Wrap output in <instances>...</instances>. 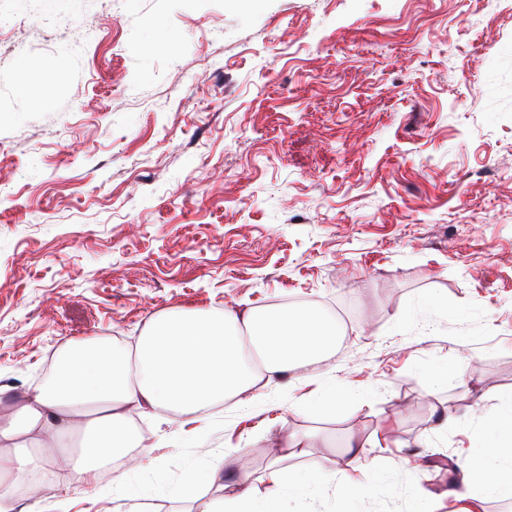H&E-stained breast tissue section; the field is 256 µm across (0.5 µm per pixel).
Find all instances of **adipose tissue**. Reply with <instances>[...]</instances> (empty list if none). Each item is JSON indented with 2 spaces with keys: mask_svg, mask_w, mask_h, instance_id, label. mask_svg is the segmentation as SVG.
<instances>
[{
  "mask_svg": "<svg viewBox=\"0 0 512 512\" xmlns=\"http://www.w3.org/2000/svg\"><path fill=\"white\" fill-rule=\"evenodd\" d=\"M340 335L335 322L313 304L293 308L172 312L154 320L134 348L101 339L70 343L58 354L43 388L24 394L0 416V512H13L2 488L31 475L38 465L78 471L92 491L112 463L147 460L151 450L133 415L166 413L168 422L199 423L224 401L246 396L260 376L284 377L301 366L331 358ZM489 419L502 429L492 448V464L467 465L455 495L469 497L478 483L512 496V394ZM384 422L373 441L349 444L344 458L345 496L368 494L358 480L362 461L381 447L392 430ZM51 449L39 459L34 451ZM267 487L256 494L252 484L224 487L220 499L200 512H282L287 471L271 469Z\"/></svg>",
  "mask_w": 512,
  "mask_h": 512,
  "instance_id": "adipose-tissue-1",
  "label": "adipose tissue"
}]
</instances>
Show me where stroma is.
<instances>
[{"instance_id":"1","label":"stroma","mask_w":512,"mask_h":512,"mask_svg":"<svg viewBox=\"0 0 512 512\" xmlns=\"http://www.w3.org/2000/svg\"><path fill=\"white\" fill-rule=\"evenodd\" d=\"M0 391L88 337L134 346L171 311L313 303L346 342L182 437L136 424L152 468L70 486L69 512H186L172 489L270 468L337 512L350 438L382 491L352 512H512L450 491L512 393V6L505 0H0ZM101 31L86 45L83 32ZM344 411L295 412L319 389ZM294 454L272 452L287 435ZM333 460L324 472L320 463ZM392 428V423L386 421L380 426L379 431L375 433L373 441L349 442L346 446L348 450L344 458L345 470L354 473L361 472L366 476L368 473L363 470V459L372 452V448H383L382 441L385 442L387 440V436Z\"/></svg>"}]
</instances>
